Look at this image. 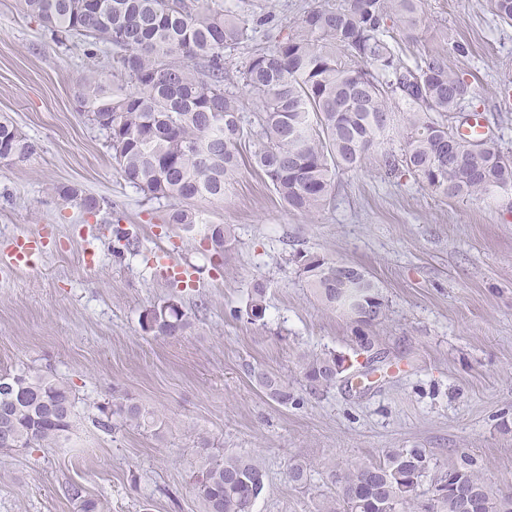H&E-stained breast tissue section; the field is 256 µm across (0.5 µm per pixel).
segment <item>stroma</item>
<instances>
[{
  "label": "stroma",
  "instance_id": "obj_1",
  "mask_svg": "<svg viewBox=\"0 0 512 512\" xmlns=\"http://www.w3.org/2000/svg\"><path fill=\"white\" fill-rule=\"evenodd\" d=\"M317 0H225L250 20L247 40L224 53L226 88L245 121L260 109L238 79L258 46L293 31ZM406 61L445 56L464 72L488 139L512 153V104L501 81L512 71V27L487 0H420ZM267 23H258L259 15ZM112 71L73 39L58 44L18 0H0V119L34 144L20 165L0 164V368L49 374L70 385L76 422L55 448L0 450V512H78L71 486L100 512H204L194 491L199 438L217 455L256 457L267 474L254 512H321L334 500V471L379 462L389 449L419 447L429 471L418 494L469 458L479 475L512 488V194L448 198L408 171L384 174L383 151L337 172L328 206L293 211L243 164L227 196L200 203L196 224H171L173 203L152 199L118 173L105 131L77 103L90 70ZM78 186L102 208L89 214L55 189ZM212 224L231 240L214 254ZM138 241L114 253L115 229ZM47 242L29 267L8 259L21 235ZM310 252L353 263L380 286L386 305L380 370L361 387L345 379L317 393L303 382L304 358L327 350L360 370L354 329L299 276ZM267 288L264 320L243 310L254 283ZM174 301L189 318L183 335L145 333V309ZM263 367L300 405L279 406L249 375ZM130 398L153 409L159 434L96 423L99 409ZM307 464L304 487L288 480Z\"/></svg>",
  "mask_w": 512,
  "mask_h": 512
}]
</instances>
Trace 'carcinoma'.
Returning <instances> with one entry per match:
<instances>
[{
    "mask_svg": "<svg viewBox=\"0 0 512 512\" xmlns=\"http://www.w3.org/2000/svg\"><path fill=\"white\" fill-rule=\"evenodd\" d=\"M64 45L82 37L89 51L112 46V81L92 72L78 84L77 100L89 120L110 131L121 177L152 198L177 202L170 224L198 223V202L224 199L244 158L245 138L239 99L224 88V50L241 43L248 21L228 14L220 0H19ZM497 19L512 26V0H489ZM417 0H322L304 12L296 30L271 46L257 47L240 72L242 85L259 101V131L250 157L289 210L315 215L329 204L333 175L359 168L368 153L395 129V100L409 105L401 132L402 152H384L386 174L400 168L449 197L493 196L512 192V155L485 140L465 137L464 103L470 84L445 57L428 54L409 65L391 40L418 26ZM0 163L19 164L35 152L32 142L7 120H0ZM56 192L89 213L100 200L72 185ZM212 245L224 249L230 238L222 224L209 227ZM300 275L324 306L346 311L355 299L370 315L355 323V343L370 350L369 331L385 315L379 284L358 266L342 274L343 261L299 254ZM266 288L248 294L250 321L265 317ZM142 329L175 337L188 326L178 304L169 301L140 316ZM344 359L325 351L307 360L303 379L316 393L336 382ZM250 376L281 406L297 402L288 384L262 368ZM10 385L0 392V432L13 436L12 448H54L75 423V398L52 375L27 369L0 370ZM101 427L120 423L152 429L154 411L127 398L101 409ZM429 463L421 448H393L379 463L352 464L333 474L339 493L325 512H400L413 500ZM266 473L249 456L208 455L195 475V489L206 512H253L265 488ZM288 478L307 484V467L294 461ZM473 494L475 512H512V489H494L470 462L448 469L416 512H467L456 485Z\"/></svg>",
    "mask_w": 512,
    "mask_h": 512,
    "instance_id": "1",
    "label": "carcinoma"
}]
</instances>
